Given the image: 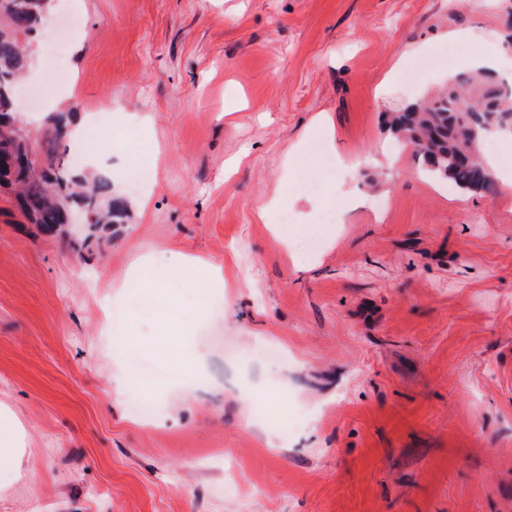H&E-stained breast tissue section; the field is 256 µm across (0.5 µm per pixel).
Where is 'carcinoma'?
I'll use <instances>...</instances> for the list:
<instances>
[{"label":"carcinoma","mask_w":512,"mask_h":512,"mask_svg":"<svg viewBox=\"0 0 512 512\" xmlns=\"http://www.w3.org/2000/svg\"><path fill=\"white\" fill-rule=\"evenodd\" d=\"M44 7L45 0H0V126L16 123L9 88L31 65L27 35ZM50 122L53 132L44 141L41 170L18 164L27 155L24 140L0 137V187L12 190L21 213L46 232L65 224L74 208L91 213L93 232L115 223L124 205L112 198L110 181L101 176L89 181L74 173L57 151L66 117L53 116ZM390 130L414 146L430 180L492 195L496 174L481 159L480 141L491 135L512 137V93L503 91L486 70L460 73L434 99L394 113Z\"/></svg>","instance_id":"carcinoma-1"}]
</instances>
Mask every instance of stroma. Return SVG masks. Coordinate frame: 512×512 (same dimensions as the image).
I'll return each instance as SVG.
<instances>
[{"label":"stroma","instance_id":"stroma-1","mask_svg":"<svg viewBox=\"0 0 512 512\" xmlns=\"http://www.w3.org/2000/svg\"><path fill=\"white\" fill-rule=\"evenodd\" d=\"M511 22L512 0H55L19 113L37 149L74 98L109 116L127 217L48 234L0 190V404L21 425L0 512H512V199L448 192L385 123L474 56L511 64ZM316 136L350 168L293 190ZM282 206L292 237L343 221L305 259ZM135 296L185 314L144 320ZM165 328L192 337L193 379ZM137 359L157 379L116 393Z\"/></svg>","mask_w":512,"mask_h":512}]
</instances>
